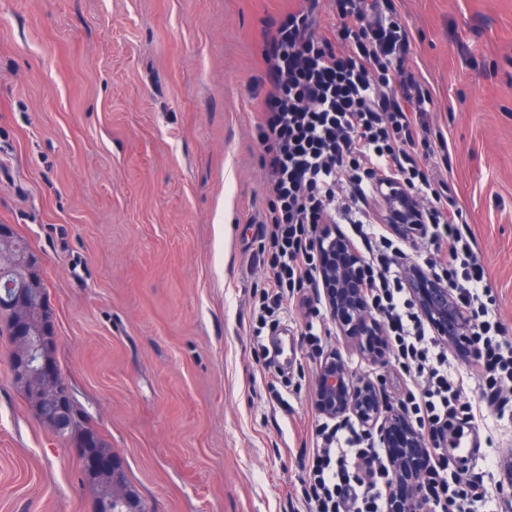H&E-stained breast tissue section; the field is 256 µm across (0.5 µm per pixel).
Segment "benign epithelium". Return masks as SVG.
I'll return each mask as SVG.
<instances>
[{
    "label": "benign epithelium",
    "instance_id": "7a95c632",
    "mask_svg": "<svg viewBox=\"0 0 512 512\" xmlns=\"http://www.w3.org/2000/svg\"><path fill=\"white\" fill-rule=\"evenodd\" d=\"M317 236L322 243L319 279L327 311L360 355L369 362H377L383 358L384 347H372L369 337H382L384 331L367 301V274L362 256L350 240L330 224L317 225ZM408 276L413 297L435 335L443 341L467 336L470 320L456 304L452 288L412 265L408 267ZM13 298L19 306L35 307L41 321L55 327L56 314L43 280L27 283L26 287L13 292ZM11 345L10 366L17 367L18 377L23 378L34 370L52 382L54 406L66 419L61 436L75 450L83 469L106 471L111 476L112 499L117 501L114 512H149L144 500L123 491L125 464L122 458L103 457L97 452L98 430L91 424L86 428L73 425L74 386L55 359L39 356L31 348L28 337L19 335L15 328L11 332ZM313 404L327 419L351 417L366 430H374L384 438L393 427L405 421L400 410L384 404L380 382L353 375L344 361L333 353L324 355L318 363Z\"/></svg>",
    "mask_w": 512,
    "mask_h": 512
}]
</instances>
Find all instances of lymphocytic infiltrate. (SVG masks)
Here are the masks:
<instances>
[{"instance_id":"1","label":"lymphocytic infiltrate","mask_w":512,"mask_h":512,"mask_svg":"<svg viewBox=\"0 0 512 512\" xmlns=\"http://www.w3.org/2000/svg\"><path fill=\"white\" fill-rule=\"evenodd\" d=\"M325 9L339 21L330 36L319 31ZM269 30L257 124L268 207L253 258L273 270L275 292L263 295L259 314L274 315L285 294L315 283L317 225H350L365 247L369 301L407 376L410 426L438 448L433 457L409 456L403 443L376 439L349 420L322 431L309 462L310 510L390 512L396 500L420 494L434 512H494L483 476L464 481L450 472L443 444L453 419L468 425L489 410L512 421V340L485 301L489 284L473 239L454 227L438 176L437 156L448 145H433L432 93L406 66L411 30L394 0H299ZM374 204L429 231L437 265L473 321L482 366L476 398L464 376H451L447 353L407 296L395 266L401 249L376 224ZM400 457L424 474L423 484L392 482L390 465Z\"/></svg>"}]
</instances>
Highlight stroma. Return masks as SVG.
Returning a JSON list of instances; mask_svg holds the SVG:
<instances>
[{
    "mask_svg": "<svg viewBox=\"0 0 512 512\" xmlns=\"http://www.w3.org/2000/svg\"><path fill=\"white\" fill-rule=\"evenodd\" d=\"M426 121L448 144L461 232L512 338V0H395ZM292 0H0V224L42 258L56 361L151 512H307L320 351L404 398L328 312L259 326L265 210L257 121L265 19ZM322 323L303 341L306 319ZM288 336L280 365L264 347ZM0 335V512H93L80 463L13 385ZM467 434L461 479L512 460V429Z\"/></svg>",
    "mask_w": 512,
    "mask_h": 512,
    "instance_id": "stroma-1",
    "label": "stroma"
}]
</instances>
